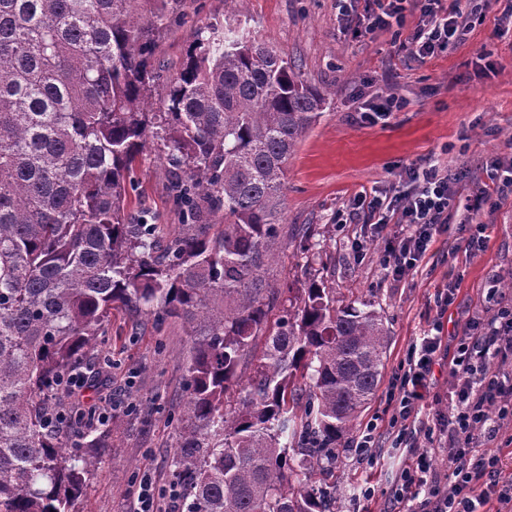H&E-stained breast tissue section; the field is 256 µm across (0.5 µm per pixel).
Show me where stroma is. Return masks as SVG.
<instances>
[{
    "label": "stroma",
    "instance_id": "1",
    "mask_svg": "<svg viewBox=\"0 0 512 512\" xmlns=\"http://www.w3.org/2000/svg\"><path fill=\"white\" fill-rule=\"evenodd\" d=\"M502 0H487L480 16L467 18L462 43L421 60L410 56L388 30L354 38L336 17V0H188L183 19L162 39L158 57L176 73L196 28L241 19L249 34L272 41L299 62L304 79L328 92L320 121L306 131L289 161L285 181L287 224H309L321 257L315 266L336 296L356 292L379 300L391 330L386 367L375 396L361 416L377 421L384 439L375 466L361 464L354 440L318 482L343 490L344 512H388L392 487L414 447H392L388 421L399 366L418 336L439 328L442 336L462 333L486 318L484 296L492 276L512 272V195L474 215L448 214V230L420 266L401 278L385 269V241L365 215H351L356 193L403 189V171L428 162L458 175L461 194L482 176L481 164L512 154V21ZM395 95L405 106L384 120L366 114V104ZM134 211L154 215L161 237L175 236L180 220L168 193L166 165L148 146L135 174ZM488 225L485 247L469 255L459 250L462 219ZM268 278L273 285L304 287L307 256L296 244L279 248ZM457 291L448 310L437 292L448 281ZM110 341L90 362L104 361L98 378L84 380L70 395L76 407L97 405L107 418L98 424L106 445L90 449L99 460L86 478L71 512H130L133 491L151 473L163 495V512H177L167 490L178 442L175 420L183 416L189 343L181 322H158L146 311L122 306L112 312ZM374 488L373 497L360 495Z\"/></svg>",
    "mask_w": 512,
    "mask_h": 512
}]
</instances>
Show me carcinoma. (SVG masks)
I'll return each instance as SVG.
<instances>
[{"mask_svg": "<svg viewBox=\"0 0 512 512\" xmlns=\"http://www.w3.org/2000/svg\"><path fill=\"white\" fill-rule=\"evenodd\" d=\"M185 4L0 0V512H69L83 491L97 460L67 429L93 416L51 398L118 306L189 337L182 512H341L312 475L357 429L391 331L314 274L283 303L267 278L278 241L313 236L284 224V187L327 94L235 19L198 28L166 76ZM151 143L182 219L167 239L128 214Z\"/></svg>", "mask_w": 512, "mask_h": 512, "instance_id": "cac0c4a2", "label": "carcinoma"}]
</instances>
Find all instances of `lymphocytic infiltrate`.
<instances>
[{
    "instance_id": "1",
    "label": "lymphocytic infiltrate",
    "mask_w": 512,
    "mask_h": 512,
    "mask_svg": "<svg viewBox=\"0 0 512 512\" xmlns=\"http://www.w3.org/2000/svg\"><path fill=\"white\" fill-rule=\"evenodd\" d=\"M367 30L404 27L407 15L419 23L408 38L421 59L444 51L464 36V16L479 0H368ZM402 195L369 202L370 217L385 234V266L395 277L418 267L438 236L448 229L457 191L446 169L409 165ZM512 188V160L493 161L486 180L473 184L466 211L478 212L492 197ZM489 318L469 324L456 339L448 364L447 414L437 415L426 436H439L437 453L447 455L448 473L433 469L428 454L414 457L400 475L391 512H512V474L505 473L499 439L512 443V305L502 304L490 287ZM442 350L441 336L421 337L410 347L400 377L397 420L407 421L424 401L428 381Z\"/></svg>"
}]
</instances>
